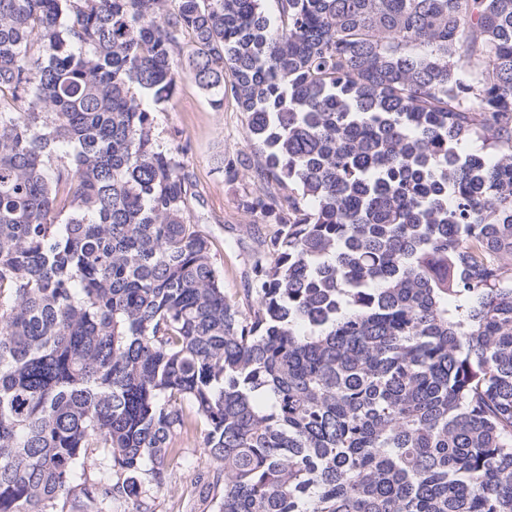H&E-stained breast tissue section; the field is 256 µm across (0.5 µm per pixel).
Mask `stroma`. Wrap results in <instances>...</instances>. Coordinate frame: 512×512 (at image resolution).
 I'll use <instances>...</instances> for the list:
<instances>
[{
	"label": "stroma",
	"mask_w": 512,
	"mask_h": 512,
	"mask_svg": "<svg viewBox=\"0 0 512 512\" xmlns=\"http://www.w3.org/2000/svg\"><path fill=\"white\" fill-rule=\"evenodd\" d=\"M156 127L163 143L177 140L186 145L185 160L193 174L195 190L205 216L203 229L209 236L216 264L224 273V292L244 300L246 273L251 259L261 252V239L272 227L243 211L241 199L253 191L248 118L240 112L232 91L224 93V107L214 110L191 78L178 82L173 96L159 105ZM235 163L238 177L224 178V167ZM185 460L161 488L149 496L155 512H213L212 501L196 483L199 471L213 467L196 436L178 439Z\"/></svg>",
	"instance_id": "1"
}]
</instances>
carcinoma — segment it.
Listing matches in <instances>:
<instances>
[{
  "mask_svg": "<svg viewBox=\"0 0 512 512\" xmlns=\"http://www.w3.org/2000/svg\"><path fill=\"white\" fill-rule=\"evenodd\" d=\"M169 2L0 0V512H151L189 434L215 512H512V0ZM185 76L248 116L243 304ZM157 110L159 139L170 144L176 135L177 142L187 145L185 160L201 198L198 211L205 214L201 225L224 272V293L244 302L250 260L262 251L264 233L274 227L258 222L240 204L245 193L255 190L247 115L240 112L230 85L225 87L224 109L215 111L189 77L178 82L173 96ZM228 162L238 169L234 182L224 178Z\"/></svg>",
  "mask_w": 512,
  "mask_h": 512,
  "instance_id": "carcinoma-1",
  "label": "carcinoma"
}]
</instances>
